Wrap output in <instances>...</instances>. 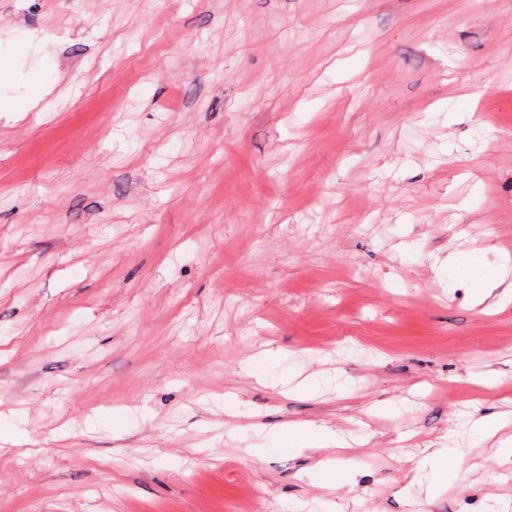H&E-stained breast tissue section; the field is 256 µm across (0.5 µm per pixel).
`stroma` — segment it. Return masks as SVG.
I'll return each mask as SVG.
<instances>
[{"label":"stroma","instance_id":"1","mask_svg":"<svg viewBox=\"0 0 512 512\" xmlns=\"http://www.w3.org/2000/svg\"><path fill=\"white\" fill-rule=\"evenodd\" d=\"M1 99L0 512H512V0H0ZM269 434L278 442L288 439V447L294 450L317 447L319 443L329 439L321 431L305 426H288V429H274ZM421 468L427 471L430 489L450 483L455 476L454 469L448 466V460L440 455L431 456L421 463Z\"/></svg>","mask_w":512,"mask_h":512}]
</instances>
